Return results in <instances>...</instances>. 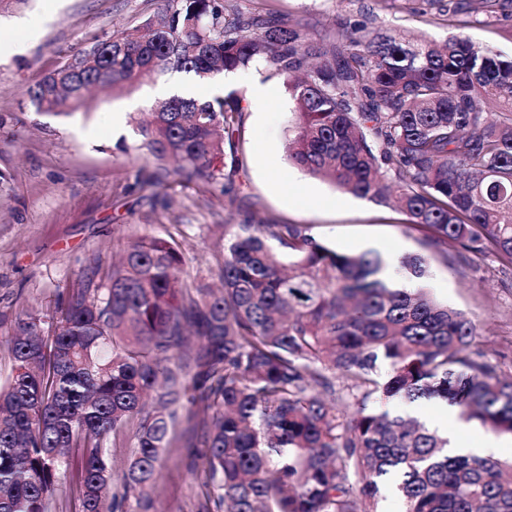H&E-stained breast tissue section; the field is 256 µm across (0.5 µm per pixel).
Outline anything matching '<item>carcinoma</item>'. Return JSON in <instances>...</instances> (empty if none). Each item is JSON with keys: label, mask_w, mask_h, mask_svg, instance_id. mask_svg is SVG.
<instances>
[{"label": "carcinoma", "mask_w": 512, "mask_h": 512, "mask_svg": "<svg viewBox=\"0 0 512 512\" xmlns=\"http://www.w3.org/2000/svg\"><path fill=\"white\" fill-rule=\"evenodd\" d=\"M157 13L67 56L25 91L69 115L96 87L160 70L202 84L256 62L288 77V160L356 197L394 202L424 247L493 252L512 267V59L465 35L308 44L231 0H160ZM242 99L158 98L130 117L158 169L220 188L243 166ZM223 261L183 280L172 239L135 236L106 278L87 267L59 316L18 313L0 382V512H52L71 475L79 512H158L178 409L199 406L216 512H376L397 476L404 512H512V462L450 456L419 419L367 402L439 398L512 434V377L471 350L476 326L427 292L394 288L373 253H342L297 224L224 225ZM427 256L403 260L410 279ZM131 448L116 467L109 437Z\"/></svg>", "instance_id": "obj_1"}]
</instances>
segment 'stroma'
<instances>
[{
  "label": "stroma",
  "mask_w": 512,
  "mask_h": 512,
  "mask_svg": "<svg viewBox=\"0 0 512 512\" xmlns=\"http://www.w3.org/2000/svg\"><path fill=\"white\" fill-rule=\"evenodd\" d=\"M246 7L278 15L313 45L374 32L437 43L464 34L512 57L511 14H456L448 0H248ZM158 8V0H29L0 9V29L16 34L11 51L0 53V381L11 370L3 341L15 315L53 307L93 260L110 266L132 237L174 238L185 250L189 281L207 275L220 258L216 243L229 219L220 189L173 178L155 196L134 189L135 136L129 124H112L114 111H144L143 90L169 84L173 75L146 78L133 91L96 93L71 116L33 112L22 96L25 86L94 35L135 28ZM30 23L40 27L38 37L28 36ZM257 84L273 88L274 96L262 111H242L243 166L233 180L243 210L256 220L303 225L342 252H366L371 242L400 259L423 252V231L405 226L391 206L341 192L289 163L294 102L284 79L269 76L265 63L197 90L246 98ZM263 151L265 166L255 162ZM429 269L431 292L475 323L473 350L512 377V269L492 253L454 245L447 255H432ZM195 423L182 411L165 450L155 490L160 512H206L213 504L216 492L193 461L192 447L201 440Z\"/></svg>",
  "instance_id": "1"
}]
</instances>
